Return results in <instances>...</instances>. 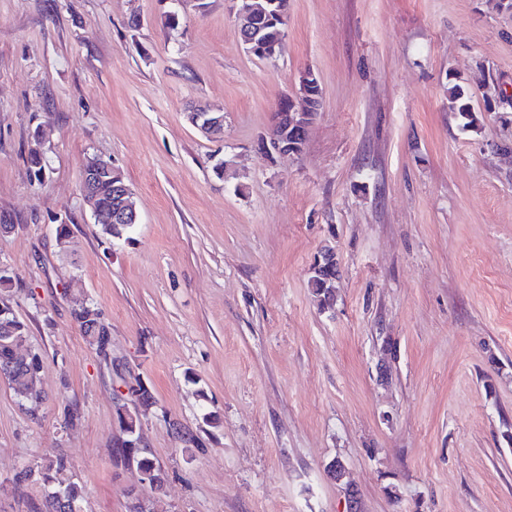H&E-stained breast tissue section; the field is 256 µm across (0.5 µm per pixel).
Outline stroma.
<instances>
[{"mask_svg": "<svg viewBox=\"0 0 512 512\" xmlns=\"http://www.w3.org/2000/svg\"><path fill=\"white\" fill-rule=\"evenodd\" d=\"M309 70L304 149L271 160L258 141ZM202 106L219 138L189 123ZM94 155L134 193L116 237L83 202ZM0 218L44 354L37 415L0 380V512H34L58 455L85 512H128L115 402L135 376L156 401L154 512H346L350 485L361 512H512V0H289L274 60L246 52L229 0H0ZM75 278L110 357L72 317ZM449 100L452 110L458 112L460 116L467 120L465 123L466 127L475 125L478 118L468 97L465 95L464 89L460 85L456 84L451 87ZM336 280V267L324 271L322 274H312L310 285L322 307H329L334 300V282Z\"/></svg>", "mask_w": 512, "mask_h": 512, "instance_id": "1", "label": "stroma"}]
</instances>
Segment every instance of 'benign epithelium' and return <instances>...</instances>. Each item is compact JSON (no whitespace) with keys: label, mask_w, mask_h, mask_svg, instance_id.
Returning <instances> with one entry per match:
<instances>
[{"label":"benign epithelium","mask_w":512,"mask_h":512,"mask_svg":"<svg viewBox=\"0 0 512 512\" xmlns=\"http://www.w3.org/2000/svg\"><path fill=\"white\" fill-rule=\"evenodd\" d=\"M235 4L237 30L248 34L244 40L246 51L259 57L273 56L277 53L276 46L268 45L262 39L257 22L277 24L285 19V3L282 0H232ZM300 95L305 102L298 108L293 98L285 96L280 108L283 121H275L279 125L277 133L262 138L259 147L273 160L286 159L301 152L306 134L320 106V85L313 73L309 72L300 82ZM191 124L206 134L224 128V117L212 111L191 113ZM118 176L114 165L108 160L94 156L84 165L81 192L84 202L89 207L95 222L101 221L97 208V200L101 193L106 192L114 197V206L107 222L110 224L133 225L138 223V214L128 186L117 183Z\"/></svg>","instance_id":"1"}]
</instances>
